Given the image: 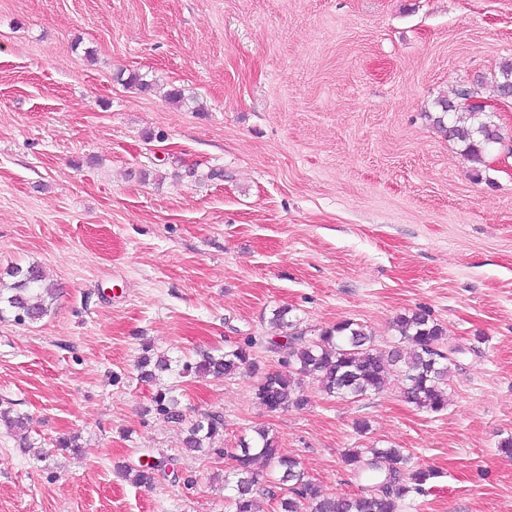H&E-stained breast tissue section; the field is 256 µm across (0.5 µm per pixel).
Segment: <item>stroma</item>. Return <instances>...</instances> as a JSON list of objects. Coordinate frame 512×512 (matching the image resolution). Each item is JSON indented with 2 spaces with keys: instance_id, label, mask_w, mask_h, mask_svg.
Instances as JSON below:
<instances>
[{
  "instance_id": "35a3bbf8",
  "label": "stroma",
  "mask_w": 512,
  "mask_h": 512,
  "mask_svg": "<svg viewBox=\"0 0 512 512\" xmlns=\"http://www.w3.org/2000/svg\"><path fill=\"white\" fill-rule=\"evenodd\" d=\"M506 63L512 0H0V272L61 288L42 320L0 319V409L44 452L0 427V512H231L223 452L263 426L327 493L360 487L343 454L375 443L438 472L400 512H512V155L472 164L427 118ZM282 306L382 347L427 309L456 360L447 407L392 377L355 400L309 380L270 413L257 374H166L187 421L224 419L219 452L185 450L143 346L191 360L252 336L277 370ZM73 433L83 453L54 448ZM162 455L153 488L116 475Z\"/></svg>"
}]
</instances>
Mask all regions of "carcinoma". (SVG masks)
I'll list each match as a JSON object with an SVG mask.
<instances>
[{"mask_svg":"<svg viewBox=\"0 0 512 512\" xmlns=\"http://www.w3.org/2000/svg\"><path fill=\"white\" fill-rule=\"evenodd\" d=\"M117 79L141 93H150L154 84L138 72L119 73ZM512 88V63L502 66L494 80V96L502 95L504 87ZM478 94L474 87H462L451 99L436 101L438 115L430 117L439 133L460 145L462 155L481 164L484 154L495 147H507L500 128L482 112L462 105L466 96ZM10 281L0 280V318L3 312L14 315L16 322H34L51 310L57 289L46 282L40 266H17L9 273ZM291 309L278 308L270 323L278 337L286 339V357L282 363L288 372L263 371L255 357L257 341L251 337L224 351H203L194 361L173 360L152 355L143 349L137 368L140 378L154 383L159 374L177 372L181 377L231 378L243 368L260 375L254 395L268 412L301 408L308 403L303 384L311 378L322 390L335 398L357 399L384 387L387 375L399 373L404 400L419 410L438 413L448 405L447 386L453 350L446 347L447 332L428 311L418 309L396 317L394 326L398 343L380 349L366 326L353 320H342L325 328L313 338L291 318ZM157 413L175 424L185 421L181 402L171 389H158L152 394ZM224 419L207 414L182 429L184 448L192 452L212 449L223 436ZM231 464L224 471V487L234 491L233 512H258L254 464L258 460L270 469L271 480L266 488L269 498L278 501L279 512H398L399 503L412 493L421 494L437 472L430 467L411 465V456L402 448H350L344 463L367 486L350 495H330L311 479L300 462L280 453L275 434L266 428L254 430V436L240 442L229 454ZM128 463L118 466V473L130 483L152 487L155 469L163 465Z\"/></svg>","mask_w":512,"mask_h":512,"instance_id":"1","label":"carcinoma"}]
</instances>
